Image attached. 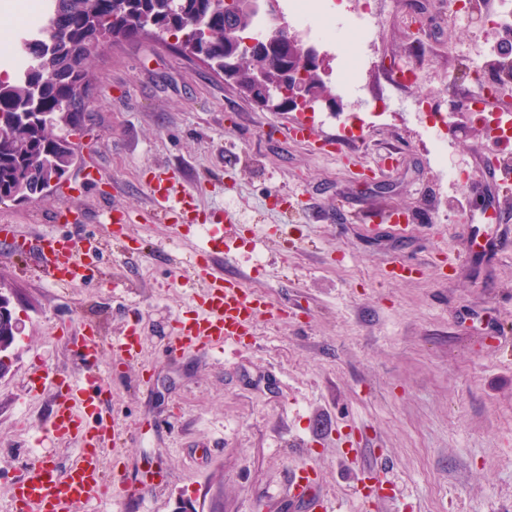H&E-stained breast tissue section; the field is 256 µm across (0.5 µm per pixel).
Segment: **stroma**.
Segmentation results:
<instances>
[{"mask_svg":"<svg viewBox=\"0 0 512 512\" xmlns=\"http://www.w3.org/2000/svg\"><path fill=\"white\" fill-rule=\"evenodd\" d=\"M371 0L375 62L356 94L343 93L338 59L321 49L322 78L338 111L319 105L316 132L339 155L285 137L295 113L251 101L206 63L146 37L102 51L81 162L99 168L79 220L55 195L0 204V225L30 238L92 236L105 247L96 275L54 286L35 259L0 244V287L24 325L0 377V512L27 449L58 469L71 442L47 440L52 389H31L33 365L65 377L83 371L63 337L94 325L103 339L136 325L141 364L104 351L112 407L134 428L121 448L155 512H293L288 476L312 465L325 495L346 512H512V249L484 250L512 225V184L443 179L448 164L476 166L486 139L451 115L441 140L425 128L476 86L469 47L477 31L449 0ZM414 63L419 82L389 84ZM176 172L198 205L173 224L151 206L156 168ZM127 213L122 229L102 213ZM404 209V230L385 212ZM221 224L228 264L249 272L288 315L259 318L249 346L165 356L176 318L191 315V259L201 225ZM397 264L404 279L389 277ZM385 474L396 489L363 506L357 486Z\"/></svg>","mask_w":512,"mask_h":512,"instance_id":"obj_1","label":"stroma"}]
</instances>
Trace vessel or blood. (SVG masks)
<instances>
[{
	"label": "vessel or blood",
	"instance_id": "b4317fda",
	"mask_svg": "<svg viewBox=\"0 0 512 512\" xmlns=\"http://www.w3.org/2000/svg\"><path fill=\"white\" fill-rule=\"evenodd\" d=\"M287 134L312 145L321 154L334 152V142L318 139L314 130L292 126ZM153 182L152 201L156 213L178 221L186 219L193 197L187 192L174 193L173 188L179 183L177 176L164 171L154 175ZM205 236L204 246L197 251L205 260L206 270L199 276L200 290L191 298L195 312L191 318L177 321L174 326L166 350L171 358L190 350L245 346L259 317L280 319L285 315L284 310L268 302L263 292L245 288L247 275L244 271H218L217 265L224 253V237L219 225H207ZM0 240L11 242L21 252L37 249L41 274L57 286L83 282L87 273L81 254L97 249L95 240H88L86 247L81 248L68 237H45L34 245L16 237L9 224L0 225ZM71 342L83 363L84 374L66 379L65 390L56 393L48 432L54 438L77 442L76 457L69 468L61 472L43 456L29 455L12 482L13 512H76L80 504L99 498L107 488L123 490L128 485L126 468L106 464L108 447L125 446L130 430L112 410L111 394L100 362L103 350L108 348L123 364L138 363L141 358L139 336L136 329L131 328L107 343L97 328L90 325L80 335L72 337ZM289 490L293 500L304 504L307 512H336V503L316 491L311 465H302L291 472Z\"/></svg>",
	"mask_w": 512,
	"mask_h": 512
}]
</instances>
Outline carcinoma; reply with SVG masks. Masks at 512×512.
Instances as JSON below:
<instances>
[{
	"label": "carcinoma",
	"mask_w": 512,
	"mask_h": 512,
	"mask_svg": "<svg viewBox=\"0 0 512 512\" xmlns=\"http://www.w3.org/2000/svg\"><path fill=\"white\" fill-rule=\"evenodd\" d=\"M48 23L62 33L50 55L33 57L25 47L41 41L48 28L18 33L10 65L12 75L0 77V124L8 136L0 142V203H29L45 196L52 178L61 183L75 163L73 139L91 121L88 112L96 79L99 45L122 39L138 41L155 34L172 36L176 44H195L210 67L219 72L234 60V44L250 38L256 11L228 7L225 0H45ZM202 20L206 32L187 19ZM263 53L237 64L242 76L270 62V79L282 81L288 70L307 69L303 41L296 35L282 40L270 34L259 42Z\"/></svg>",
	"instance_id": "1"
}]
</instances>
